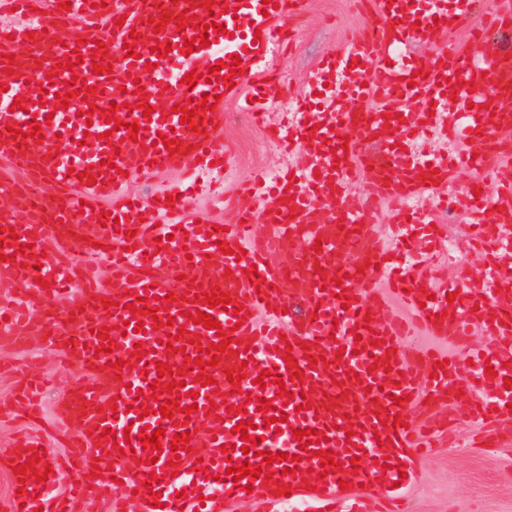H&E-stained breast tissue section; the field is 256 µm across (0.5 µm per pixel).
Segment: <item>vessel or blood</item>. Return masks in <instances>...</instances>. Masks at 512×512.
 <instances>
[{"instance_id": "1", "label": "vessel or blood", "mask_w": 512, "mask_h": 512, "mask_svg": "<svg viewBox=\"0 0 512 512\" xmlns=\"http://www.w3.org/2000/svg\"><path fill=\"white\" fill-rule=\"evenodd\" d=\"M0 0V13H15L18 23L0 25V154L6 155L29 191L0 227L13 229L12 245L0 246V281L21 280L31 288L7 314L0 333L23 335L35 330L61 344L68 361L78 362L85 380L61 399L58 415L67 427V451L44 482L27 477L14 496L15 512H73L77 502L94 499L110 512L131 504L143 512H225L245 496L262 501L270 512L313 497V512H401L417 458L428 454L432 439L454 419L483 426V441L495 447L512 420V169L501 157L512 153V41L503 40L482 56L460 45L445 46L447 35L469 28L471 42L483 32L500 31L512 15L493 13L482 29L471 26L474 0H363L364 22L345 49L329 51L313 69L309 84L320 95L318 121L298 102L282 137L299 145L306 162L291 176L273 181L255 178L239 183L232 222L214 231L208 217L194 219L182 203L165 196L129 197L128 179H153L180 170L195 159L197 174L222 175L234 166V148L224 139L222 108L203 110L204 95L233 97L243 74H271L283 42L271 40L274 22L297 14L300 0H218L212 11L197 7L205 25L225 30L210 34V44L184 52L193 27L178 28L175 19L186 0ZM168 13L152 41L139 40L150 19ZM70 33L67 43L58 32ZM105 43L110 72L93 73L90 57ZM170 45L164 57L152 46ZM412 45L432 47L431 57L409 54ZM240 61L242 75H231ZM72 70H65V63ZM198 72L188 87L186 74ZM214 81H207L208 72ZM150 82L146 96L136 82ZM89 87L82 95L80 87ZM71 94L70 107L60 97ZM20 110H13V103ZM131 103L107 122L111 104ZM192 104L203 119L195 133L174 113ZM153 108L144 115L143 105ZM244 111L263 119L268 110L264 84H254L242 100ZM140 125L132 139L130 122ZM41 124L42 141L31 137ZM24 133L15 142L12 130ZM107 134V142L86 151L85 135ZM182 141L169 153L163 140ZM446 141L448 150L418 151L416 141ZM110 166H102V158ZM372 180V200L394 207L389 233L374 234L369 208L346 196L362 173ZM99 175L88 184L87 175ZM466 179L469 193L461 204L469 216L470 241L485 253L479 281L436 285L431 251L441 238L428 201H439ZM263 203L254 211L251 200ZM271 234L252 231L255 219ZM96 227L88 254L106 245L112 272L98 284L74 261L69 245L84 225ZM229 254H221L219 242ZM31 256L16 260L21 244ZM56 260L44 259L47 245ZM242 259H235L236 250ZM42 277L46 286L34 285ZM386 283L401 311L371 302ZM229 295L230 304L209 307L199 299L201 287ZM174 302H167V295ZM145 298L150 313L136 316L129 304ZM210 313L218 328L191 322L195 312ZM73 322H63V315ZM108 331L116 346L105 353ZM490 336L489 348L477 351L463 367L446 353L422 350L432 373L417 370L406 356L416 336L465 348L473 331ZM233 333L216 367H194L185 375L190 396L179 397L180 413L162 418L158 409L169 393L149 398L158 363L171 370L189 367V358ZM245 369L231 385L226 373ZM301 379H294V371ZM213 382H195L198 374ZM264 386H257V378ZM39 380L20 389L14 411L38 417L34 401ZM272 407L261 410L260 399ZM245 407L254 424L256 453L242 451L233 429ZM424 414L417 425L414 413ZM286 414L279 427L268 418ZM314 430L311 453H302L295 430ZM160 431L161 449H143L139 433ZM204 433L206 455L175 451L181 432ZM387 440L396 465L387 470L378 498L356 494L342 499L341 482L350 488L369 479V462L379 440ZM333 451L338 466L324 473L319 452ZM286 453L284 461L266 463L265 454ZM269 465L270 476L233 480L229 465ZM151 480L144 488L143 480ZM290 494L274 495L275 483ZM208 488L199 502V488Z\"/></svg>"}]
</instances>
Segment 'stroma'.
I'll return each mask as SVG.
<instances>
[{
	"label": "stroma",
	"mask_w": 512,
	"mask_h": 512,
	"mask_svg": "<svg viewBox=\"0 0 512 512\" xmlns=\"http://www.w3.org/2000/svg\"><path fill=\"white\" fill-rule=\"evenodd\" d=\"M360 23L355 0H306L304 12L294 22L293 52L276 62L283 79L269 89L272 121H280L290 112L294 96L308 93L310 71L330 49L345 45ZM223 112V133L237 151L233 174L214 183L209 193L185 192L183 197L189 213L206 215L218 224L228 218L222 199L231 193L235 180L258 172L271 176L305 161L302 153L284 152L266 141L235 103L225 102ZM62 357L61 348L46 339L31 336L19 343L0 335V404H10L26 374L44 373L53 379L42 393L39 421L0 417V512H10L7 460L16 451L17 434L57 429L63 393L85 376L79 367H65ZM473 434L467 423H452L447 435L439 439L436 454L418 460L406 512H512V443L495 449L479 448L472 442Z\"/></svg>",
	"instance_id": "35a3bbf8"
}]
</instances>
